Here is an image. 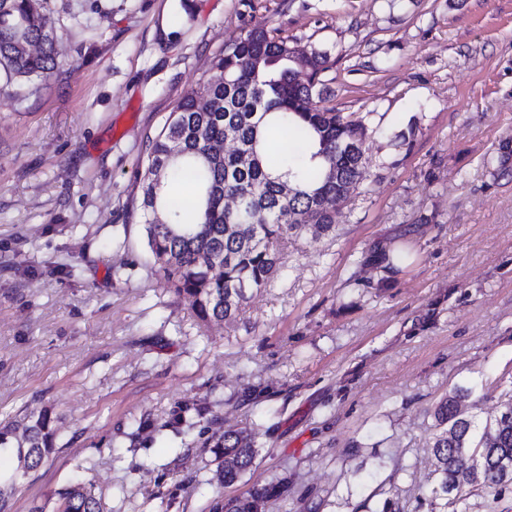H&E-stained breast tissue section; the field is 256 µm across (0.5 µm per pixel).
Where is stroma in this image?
Listing matches in <instances>:
<instances>
[{
    "label": "stroma",
    "instance_id": "stroma-1",
    "mask_svg": "<svg viewBox=\"0 0 512 512\" xmlns=\"http://www.w3.org/2000/svg\"><path fill=\"white\" fill-rule=\"evenodd\" d=\"M59 72L0 80V421L53 409L12 512H209L287 481L272 512H432L433 409L477 426L512 389V0H48ZM262 29L329 55L315 107L364 118L333 228L233 321L165 288L136 198L149 137L225 44ZM397 244L410 263L381 256ZM259 454L220 485L211 452ZM217 461L218 479L222 484L239 481L252 467L258 450L256 443L244 430H224L212 446ZM61 512H103L100 499L91 484L77 482L62 494Z\"/></svg>",
    "mask_w": 512,
    "mask_h": 512
}]
</instances>
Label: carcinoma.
Wrapping results in <instances>:
<instances>
[{
  "instance_id": "obj_1",
  "label": "carcinoma",
  "mask_w": 512,
  "mask_h": 512,
  "mask_svg": "<svg viewBox=\"0 0 512 512\" xmlns=\"http://www.w3.org/2000/svg\"><path fill=\"white\" fill-rule=\"evenodd\" d=\"M0 74L5 84L46 80L59 68L52 29L37 0H0ZM293 46L264 31L251 30L222 47L210 71L173 107L161 131L145 146L138 209L147 246L166 287L193 299L205 324L237 317L248 292L266 287L282 266L281 244L288 234L312 224L328 231L334 215L315 210L320 197H334L361 183L366 127L334 107L316 108L324 52L311 53L312 70L299 82ZM284 126L304 141L309 158L301 170L272 159L264 148L271 129ZM164 166L162 179L154 171ZM191 176L195 205L186 213L167 201L172 182ZM284 184L294 193L282 194ZM237 196L241 209H225ZM161 221H156V216ZM436 432L431 501L456 503L464 488L493 498L512 489V399L476 429L473 417L450 394L434 409ZM49 411L1 426L0 448L17 449L18 468L37 467L55 447ZM218 479L239 481L258 450L244 430H226L212 446ZM477 454L482 466L463 470L459 458ZM288 485L254 486L240 496L215 497L210 512H270ZM61 512H103L92 485L77 482L63 493Z\"/></svg>"
}]
</instances>
